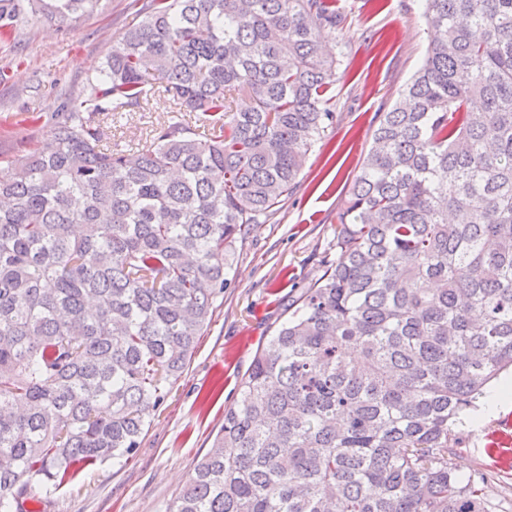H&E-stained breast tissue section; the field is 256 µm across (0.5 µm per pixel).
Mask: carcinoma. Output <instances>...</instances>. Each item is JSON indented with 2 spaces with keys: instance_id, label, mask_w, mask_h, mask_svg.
<instances>
[{
  "instance_id": "obj_1",
  "label": "carcinoma",
  "mask_w": 512,
  "mask_h": 512,
  "mask_svg": "<svg viewBox=\"0 0 512 512\" xmlns=\"http://www.w3.org/2000/svg\"><path fill=\"white\" fill-rule=\"evenodd\" d=\"M425 60L381 114L336 258L288 306L168 512H491L452 424L512 367V0H423ZM99 0H0L30 11ZM50 145L0 166V512L131 456L184 373L238 236L333 122L336 0H148ZM164 95L112 152L97 117ZM173 105L168 97L154 96L144 109H135L134 112H112L104 118L107 131V142L112 150L134 149L139 142L145 141L160 128L161 124L182 121L189 123L192 128L199 127L195 114L171 112Z\"/></svg>"
}]
</instances>
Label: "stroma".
Wrapping results in <instances>:
<instances>
[{"label": "stroma", "instance_id": "stroma-1", "mask_svg": "<svg viewBox=\"0 0 512 512\" xmlns=\"http://www.w3.org/2000/svg\"><path fill=\"white\" fill-rule=\"evenodd\" d=\"M336 26L323 34L339 61L326 73L336 117L309 153L292 192L251 225L231 257L230 288L215 303L191 360L156 411L132 458L84 470L55 490L44 512H167L224 423L255 352L282 321L288 302L335 258L336 214L370 148L380 112L398 99L422 64L430 35L421 0H336ZM142 16L134 0H100L89 15L47 21L19 17L0 41V163L43 145L63 101L83 96L89 78ZM169 98L107 115L113 149L130 150L161 124L179 120ZM504 414L479 426L457 419L462 441L453 462L460 478L483 472L492 512H512V468L487 453Z\"/></svg>", "mask_w": 512, "mask_h": 512}]
</instances>
